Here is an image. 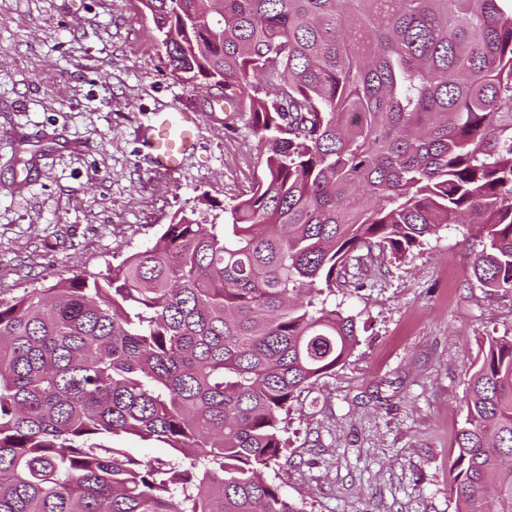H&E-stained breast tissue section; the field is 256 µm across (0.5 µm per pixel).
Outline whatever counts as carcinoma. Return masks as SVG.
Listing matches in <instances>:
<instances>
[{
	"label": "carcinoma",
	"mask_w": 512,
	"mask_h": 512,
	"mask_svg": "<svg viewBox=\"0 0 512 512\" xmlns=\"http://www.w3.org/2000/svg\"><path fill=\"white\" fill-rule=\"evenodd\" d=\"M142 2L170 75L250 113L264 173L222 224L0 300V512H302L264 470L357 344L327 305L351 261L477 224L475 280L512 290V0ZM463 406L456 512H512V336ZM106 441L116 448H122L127 455L137 459L152 460L157 463L158 460L166 461L169 458V448H166L165 445L154 441H144L136 436H111L107 437Z\"/></svg>",
	"instance_id": "cac0c4a2"
}]
</instances>
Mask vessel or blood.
Masks as SVG:
<instances>
[{"instance_id":"1","label":"vessel or blood","mask_w":512,"mask_h":512,"mask_svg":"<svg viewBox=\"0 0 512 512\" xmlns=\"http://www.w3.org/2000/svg\"><path fill=\"white\" fill-rule=\"evenodd\" d=\"M198 112L190 109L154 113L143 139L151 169L157 173H173L194 155Z\"/></svg>"}]
</instances>
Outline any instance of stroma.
Returning <instances> with one entry per match:
<instances>
[{
    "label": "stroma",
    "instance_id": "obj_1",
    "mask_svg": "<svg viewBox=\"0 0 512 512\" xmlns=\"http://www.w3.org/2000/svg\"><path fill=\"white\" fill-rule=\"evenodd\" d=\"M163 55L141 0H0L1 300L105 272L177 216L223 223L262 177L249 113L173 78ZM187 105L196 153L152 172V113ZM480 249L474 225L451 224L337 288L358 343L303 395L265 473L304 512H455L468 369L488 337L512 336V292L471 275Z\"/></svg>",
    "mask_w": 512,
    "mask_h": 512
}]
</instances>
